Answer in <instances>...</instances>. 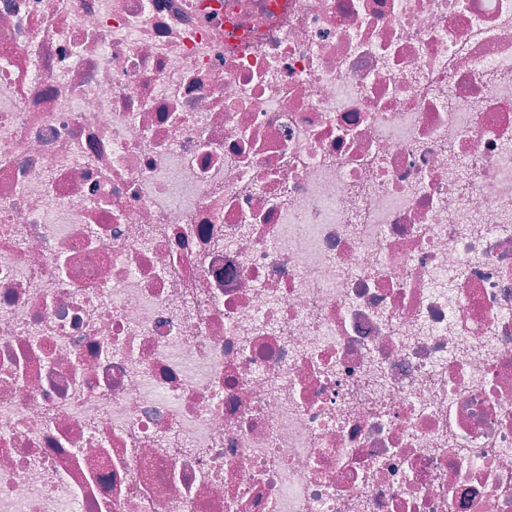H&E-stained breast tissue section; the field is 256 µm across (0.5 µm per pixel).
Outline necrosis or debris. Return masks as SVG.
Masks as SVG:
<instances>
[{"label":"necrosis or debris","mask_w":512,"mask_h":512,"mask_svg":"<svg viewBox=\"0 0 512 512\" xmlns=\"http://www.w3.org/2000/svg\"><path fill=\"white\" fill-rule=\"evenodd\" d=\"M0 512H512V0H0Z\"/></svg>","instance_id":"4bbe7bcc"}]
</instances>
